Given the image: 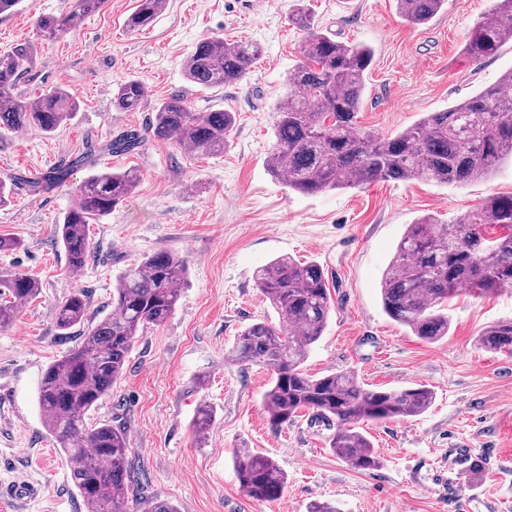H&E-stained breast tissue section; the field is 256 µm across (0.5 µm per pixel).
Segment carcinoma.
Wrapping results in <instances>:
<instances>
[{"instance_id":"obj_1","label":"carcinoma","mask_w":512,"mask_h":512,"mask_svg":"<svg viewBox=\"0 0 512 512\" xmlns=\"http://www.w3.org/2000/svg\"><path fill=\"white\" fill-rule=\"evenodd\" d=\"M445 0H396L399 14L411 25L433 18ZM107 0H72L58 16L40 15L35 28L43 40H54L98 12ZM163 0H136L125 27L139 31L152 25ZM291 20L307 32L301 59L289 77L288 94L275 107L276 144L269 173L289 189L309 195L379 180H425L463 186L483 179L506 159L512 161V69L498 83L443 112H428L390 137L357 128L356 114L365 92V73L372 49L343 42L318 30L305 6ZM512 42V0H495L488 19L479 21L464 51L475 60L491 57ZM261 48L250 41L220 36L200 41L183 62L185 79L206 90L242 81L260 61ZM25 44L0 52V132L35 127L53 133L78 111L77 103L56 88L24 100L14 89L29 64ZM147 96L138 78L118 84L112 104L131 112ZM236 125V113L217 110L197 114L173 95L159 102L150 136L171 141L198 156L224 152ZM67 171H51L34 181L36 188L65 182ZM133 171L99 172L83 182L78 203L68 209L56 236L68 267L79 272L90 253L88 225L112 213L135 189ZM187 275L183 257L158 251L145 255L116 276L112 313L86 329L81 342L45 370L39 404L47 431L63 447L74 485L86 512H136L141 507L140 482L132 463L127 434L109 422L89 424L86 414L123 374L136 339L162 325L174 312ZM255 281L280 315L277 325L257 322L239 335L231 351L236 363L263 362L273 368L263 395L267 420L274 430L297 414L334 426L328 437L336 456L357 470H373L380 457L364 427L417 416L432 403L422 384L400 390H373L350 372L319 377L303 363L320 339L331 310V293L323 268L278 257L260 267ZM512 285V196L485 199L473 212L451 224L423 217L408 226L386 269L380 295L384 312L408 327L412 335L433 343L448 335V302L461 292L477 296ZM3 295L0 327L13 322L19 306L39 294L28 275L0 280ZM86 296L73 292L58 306V329L84 323ZM479 345L512 354V318L498 321L480 334ZM240 487L258 501L284 490L286 476L271 457L243 450L235 458Z\"/></svg>"}]
</instances>
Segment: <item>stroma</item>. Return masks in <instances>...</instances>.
Wrapping results in <instances>:
<instances>
[{"mask_svg":"<svg viewBox=\"0 0 512 512\" xmlns=\"http://www.w3.org/2000/svg\"><path fill=\"white\" fill-rule=\"evenodd\" d=\"M133 0H108L72 32L37 37L36 14H58L68 0H25L0 15V50L29 44L30 63L16 88L33 99L55 87L78 104L53 134L34 128L0 135V178H13L0 207V235L20 242L0 251V279L34 277L39 295L0 328V488L35 484L37 497L0 499V512H85L59 443L37 405L46 367L74 348L81 329L62 335L56 309L72 292L89 302L86 326L112 311L117 274L142 256L170 251L187 260L189 279L174 313L135 342L126 369L87 414L122 425L144 473V496L178 512H307L326 502L340 512H512V355L480 348L478 337L512 317V287L450 304V330L427 343L391 321L380 282L408 224L432 216L448 224L491 196L512 194V164L463 187L386 180L305 196L274 179V107L300 60L304 31L289 16L293 0H166L153 25L128 31ZM318 28L370 46L358 112L360 129L391 136L496 85L512 68V42L475 61L463 46L493 0H447L426 24L412 25L395 0H310ZM221 36L259 44L263 55L240 83L204 90L185 80L182 63L201 39ZM139 78L147 96L134 112L112 105L118 83ZM184 96L193 112L227 109L237 128L223 154L189 155L147 136L158 103ZM144 140L130 152L110 143L129 132ZM64 167L51 190L34 178ZM137 172L133 193L101 223L90 225L91 254L70 273L55 226L92 173ZM315 261L328 279L333 309L309 352L308 374L350 371L364 387L395 390L413 383L433 392L421 415L368 426L379 468L358 471L333 454L326 423L302 413L270 428L263 395L274 375L261 364L229 361L240 333L279 315L257 288V268L280 256ZM213 410L205 439L193 420ZM271 456L286 475L281 496L250 498L234 460L241 449ZM470 457L448 468L457 450Z\"/></svg>","mask_w":512,"mask_h":512,"instance_id":"stroma-1","label":"stroma"}]
</instances>
